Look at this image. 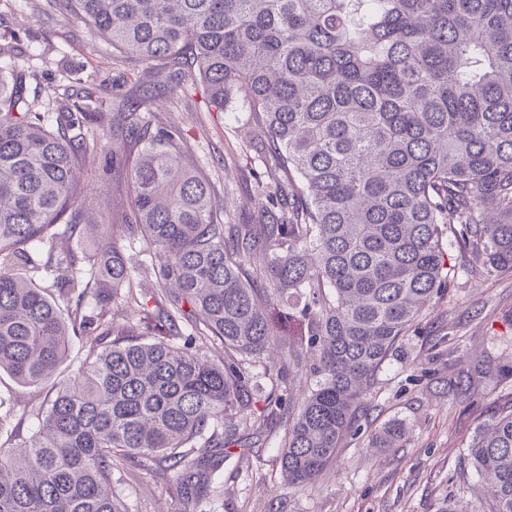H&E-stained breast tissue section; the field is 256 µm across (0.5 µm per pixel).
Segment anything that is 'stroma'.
Returning a JSON list of instances; mask_svg holds the SVG:
<instances>
[{"label": "stroma", "mask_w": 512, "mask_h": 512, "mask_svg": "<svg viewBox=\"0 0 512 512\" xmlns=\"http://www.w3.org/2000/svg\"><path fill=\"white\" fill-rule=\"evenodd\" d=\"M14 40L21 44L16 65L29 86L40 89L37 108L71 106L73 86L108 87L116 100L141 98L144 87L153 86L155 98L144 115L152 127L179 131L186 168L208 181L216 199L227 201L235 222L248 221L258 208L256 183L265 170L237 136L239 100L218 112L199 87L168 98L167 70L116 59L111 43L91 36L55 0H0V45ZM82 180L91 215L123 223L125 170L98 159ZM463 262L458 249H449L447 264L457 268V277L400 339L378 375L366 424L375 430L394 418L406 420L410 432L400 447L347 439L314 483L295 490L275 463L278 435L270 433L249 457L225 462L206 512H440L450 500L467 512H482L467 445L499 408L512 404V382L480 390L466 402L449 397L445 384L449 366H463L485 350L512 363V276L476 279L462 272ZM52 390L48 382L22 385L0 373V394L11 404L0 446L11 447L36 430L33 413ZM112 489L129 512L179 510L158 476L124 469L113 473Z\"/></svg>", "instance_id": "obj_1"}]
</instances>
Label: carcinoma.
Wrapping results in <instances>:
<instances>
[{"mask_svg":"<svg viewBox=\"0 0 512 512\" xmlns=\"http://www.w3.org/2000/svg\"><path fill=\"white\" fill-rule=\"evenodd\" d=\"M145 66L168 93L201 81L215 107L248 112L239 138L279 177L231 222L207 181L182 165L178 133L145 101L112 113L137 153L85 127L107 99L35 107L25 75L0 63V371L50 380L70 333L86 356L33 413L38 431L0 448V512H122L112 472H162L199 512L249 434L281 429L288 486L304 488L364 429L365 400L394 344L448 290V247L512 273V0H60ZM99 151L130 175L125 223L93 225L96 246L53 270L34 248L81 233L77 174ZM159 260L155 306L134 292L122 240ZM121 303L126 315H109ZM219 345L209 360L200 351ZM311 388L293 397L297 374ZM512 379L491 353L448 368L469 398ZM408 427L370 435L394 448ZM488 502L512 512V405L468 445Z\"/></svg>","mask_w":512,"mask_h":512,"instance_id":"carcinoma-1","label":"carcinoma"}]
</instances>
